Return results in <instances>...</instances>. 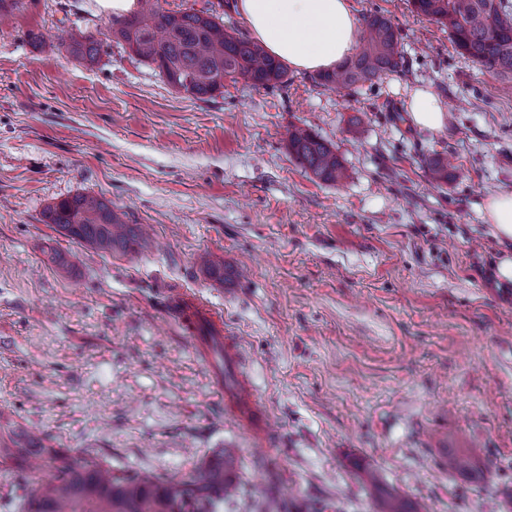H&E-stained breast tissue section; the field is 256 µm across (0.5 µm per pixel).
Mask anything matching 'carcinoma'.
Wrapping results in <instances>:
<instances>
[{"label": "carcinoma", "instance_id": "carcinoma-1", "mask_svg": "<svg viewBox=\"0 0 512 512\" xmlns=\"http://www.w3.org/2000/svg\"><path fill=\"white\" fill-rule=\"evenodd\" d=\"M142 8L111 23V38L148 65L173 88L208 100L224 88V79L243 80L254 88L288 84V71L264 48L224 24L217 8L224 0L200 10H166L160 0H140ZM414 11L448 28L459 53L498 76L512 91V0H411ZM367 35L357 52L333 70L319 72L314 82L334 91L372 86L399 70L403 50L395 27L379 13L364 16ZM101 44L92 36H69L59 51L89 65L98 61ZM288 154L315 179L335 185L347 177L336 147L312 129L292 126ZM45 223L70 239L105 252L134 249V226L122 221L105 200L89 194L68 196L44 213ZM39 460L56 470L44 483L28 475L23 464ZM479 449L450 451L444 464L452 473L471 477ZM0 465L21 479L15 512H217L234 499L225 459L193 467L178 480L138 479L115 473L94 460L71 464L52 449L11 431L0 442ZM377 512H415L402 497L387 491L378 475L368 474Z\"/></svg>", "mask_w": 512, "mask_h": 512}]
</instances>
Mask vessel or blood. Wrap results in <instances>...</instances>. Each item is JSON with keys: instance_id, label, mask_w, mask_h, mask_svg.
I'll list each match as a JSON object with an SVG mask.
<instances>
[{"instance_id": "obj_1", "label": "vessel or blood", "mask_w": 512, "mask_h": 512, "mask_svg": "<svg viewBox=\"0 0 512 512\" xmlns=\"http://www.w3.org/2000/svg\"><path fill=\"white\" fill-rule=\"evenodd\" d=\"M164 309L208 370L215 388L224 397L227 414L252 440L266 443L267 405L252 383L239 338L222 314L199 295L182 288L166 290Z\"/></svg>"}]
</instances>
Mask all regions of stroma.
I'll list each match as a JSON object with an SVG mask.
<instances>
[{"label": "stroma", "mask_w": 512, "mask_h": 512, "mask_svg": "<svg viewBox=\"0 0 512 512\" xmlns=\"http://www.w3.org/2000/svg\"><path fill=\"white\" fill-rule=\"evenodd\" d=\"M396 26L404 65L334 92L225 81L197 100L109 38L96 0H20L0 12V416L113 471L179 479L224 449L244 491L290 512H376L378 470L419 512H512V255L484 218L512 192V94L458 54L408 0H351ZM101 44L94 66L60 54V29ZM43 34L40 43L30 33ZM443 100L418 128L414 88ZM333 143L349 177L313 180L289 126ZM448 161L432 183L426 158ZM95 194L148 246L104 252L44 223ZM223 259L224 278L197 264ZM198 291L240 338L275 420L270 447L226 417L203 366L163 310ZM478 448L479 482L449 474ZM243 512H265L252 496ZM407 107L413 122L418 127L431 131L444 129L448 111L442 100L430 88L414 89Z\"/></svg>", "instance_id": "stroma-1"}]
</instances>
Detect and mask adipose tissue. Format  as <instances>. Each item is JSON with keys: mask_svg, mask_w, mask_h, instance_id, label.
<instances>
[{"mask_svg": "<svg viewBox=\"0 0 512 512\" xmlns=\"http://www.w3.org/2000/svg\"><path fill=\"white\" fill-rule=\"evenodd\" d=\"M240 16L255 41L296 71L336 67L356 47L359 22L349 0H238ZM413 122L440 131L447 121L442 100L417 88L408 100Z\"/></svg>", "mask_w": 512, "mask_h": 512, "instance_id": "obj_1", "label": "adipose tissue"}]
</instances>
